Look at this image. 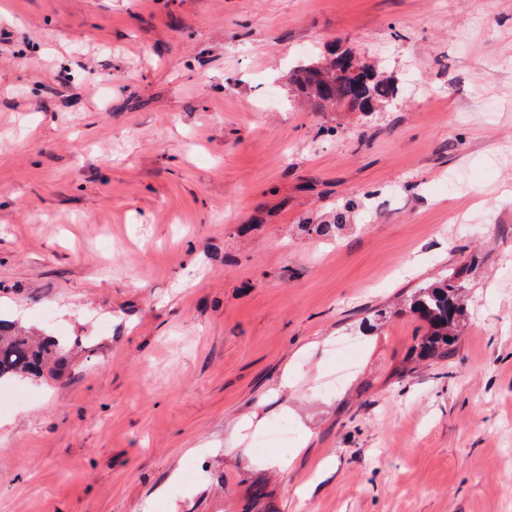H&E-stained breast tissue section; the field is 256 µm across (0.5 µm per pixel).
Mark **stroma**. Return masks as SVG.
Instances as JSON below:
<instances>
[{"instance_id": "35a3bbf8", "label": "stroma", "mask_w": 512, "mask_h": 512, "mask_svg": "<svg viewBox=\"0 0 512 512\" xmlns=\"http://www.w3.org/2000/svg\"><path fill=\"white\" fill-rule=\"evenodd\" d=\"M0 317V512H512V0H0ZM314 62L299 66L292 78L296 89L303 93L317 110H324L331 101L345 100L349 104L363 103L371 99L393 98L395 88L388 79L364 80L361 76L342 75L331 80L323 77ZM461 288V283L449 278L437 285L420 288L410 298V311L427 325L419 343L420 356L448 360L453 355L450 336L456 320L462 315L458 304ZM68 352L52 336L33 334L18 323L0 318V381L21 377L58 375Z\"/></svg>"}]
</instances>
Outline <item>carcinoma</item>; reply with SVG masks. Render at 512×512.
<instances>
[{
	"label": "carcinoma",
	"mask_w": 512,
	"mask_h": 512,
	"mask_svg": "<svg viewBox=\"0 0 512 512\" xmlns=\"http://www.w3.org/2000/svg\"><path fill=\"white\" fill-rule=\"evenodd\" d=\"M292 83L317 110L325 109L336 99L352 105L371 99H391L395 94L388 79L365 80L344 74L327 80L309 63L295 70ZM461 288L462 284L449 278L419 289L410 298V311L427 325L419 343L420 356L445 360L453 355L452 332L462 315L458 304ZM67 360L68 352L54 337L36 335L14 321L0 318V381L17 376L57 375Z\"/></svg>",
	"instance_id": "obj_1"
}]
</instances>
